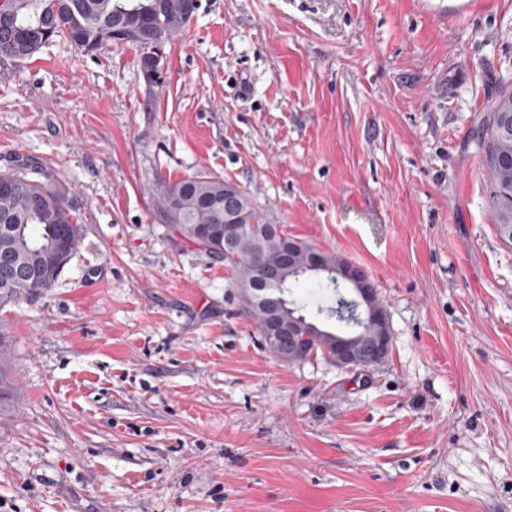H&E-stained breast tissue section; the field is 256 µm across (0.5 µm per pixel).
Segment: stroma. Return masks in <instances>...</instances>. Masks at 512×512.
Wrapping results in <instances>:
<instances>
[{"label": "stroma", "mask_w": 512, "mask_h": 512, "mask_svg": "<svg viewBox=\"0 0 512 512\" xmlns=\"http://www.w3.org/2000/svg\"><path fill=\"white\" fill-rule=\"evenodd\" d=\"M160 85L61 36L0 56V170L84 224L0 309V512H512V246L473 134L512 85V0H199ZM218 175L362 267L392 348L288 364L158 183Z\"/></svg>", "instance_id": "obj_1"}]
</instances>
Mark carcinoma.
<instances>
[{
    "label": "carcinoma",
    "instance_id": "obj_1",
    "mask_svg": "<svg viewBox=\"0 0 512 512\" xmlns=\"http://www.w3.org/2000/svg\"><path fill=\"white\" fill-rule=\"evenodd\" d=\"M176 0H0V47L12 58L32 57L54 38L65 34L78 48L96 52L106 46L128 45L144 56L147 45L167 46L183 29L174 16ZM477 147L490 174V198L495 201V227L506 244H512V89L499 94L477 133ZM219 176H189L156 188L160 212L169 231L221 260L235 273L243 300L252 301L247 311L257 322L261 339L274 352L278 346L264 318L261 295L253 279L261 265L276 267L289 245L302 262L336 270L342 257L316 249L271 223L236 190L237 203L252 220L245 241L229 252L224 240L205 244L197 230L224 224V186ZM84 225L62 186L49 176L28 177L26 167L0 171V254L12 262L0 264V306L15 304L33 290L34 281L21 270L40 273L42 288L52 286L56 268L66 267L81 243ZM321 355L332 362L327 336L307 345L301 360Z\"/></svg>",
    "mask_w": 512,
    "mask_h": 512
}]
</instances>
